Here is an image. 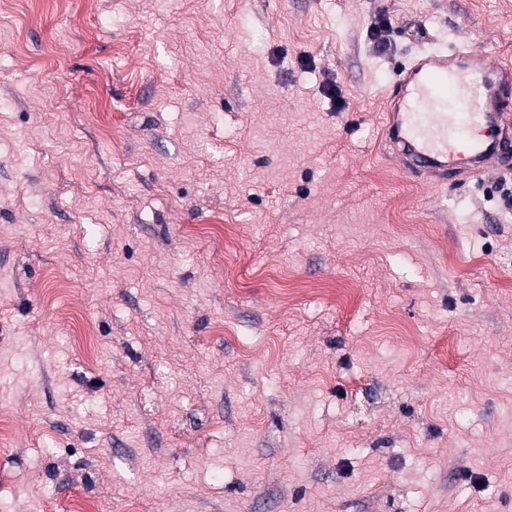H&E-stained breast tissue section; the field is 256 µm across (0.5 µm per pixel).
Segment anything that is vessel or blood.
Here are the masks:
<instances>
[{
  "mask_svg": "<svg viewBox=\"0 0 512 512\" xmlns=\"http://www.w3.org/2000/svg\"><path fill=\"white\" fill-rule=\"evenodd\" d=\"M512 87V60L471 49L423 52L402 66L383 98L385 138L402 167L443 181L512 168V113L500 95Z\"/></svg>",
  "mask_w": 512,
  "mask_h": 512,
  "instance_id": "1",
  "label": "vessel or blood"
}]
</instances>
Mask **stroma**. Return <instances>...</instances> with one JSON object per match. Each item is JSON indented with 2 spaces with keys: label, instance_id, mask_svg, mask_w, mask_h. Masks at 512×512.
Listing matches in <instances>:
<instances>
[{
  "label": "stroma",
  "instance_id": "35a3bbf8",
  "mask_svg": "<svg viewBox=\"0 0 512 512\" xmlns=\"http://www.w3.org/2000/svg\"><path fill=\"white\" fill-rule=\"evenodd\" d=\"M453 46L512 0H0V512H512L500 174L385 155Z\"/></svg>",
  "mask_w": 512,
  "mask_h": 512
}]
</instances>
